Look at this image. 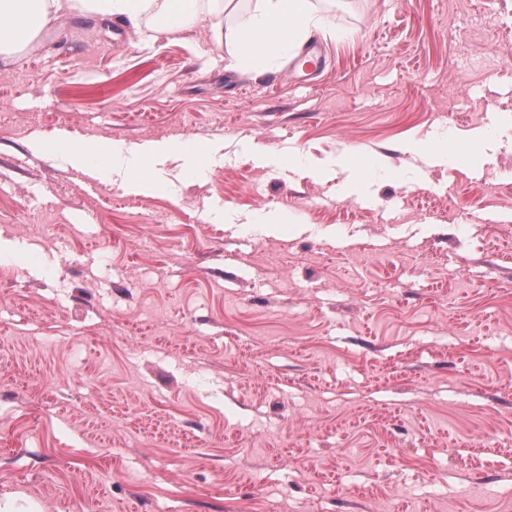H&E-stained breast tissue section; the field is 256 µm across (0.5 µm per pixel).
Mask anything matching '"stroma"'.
Wrapping results in <instances>:
<instances>
[{"label":"stroma","instance_id":"35a3bbf8","mask_svg":"<svg viewBox=\"0 0 512 512\" xmlns=\"http://www.w3.org/2000/svg\"><path fill=\"white\" fill-rule=\"evenodd\" d=\"M312 3L310 77L255 0L0 60L15 512H512V0ZM324 23L311 0H256L254 9L240 18L233 64L251 65L268 53L288 57Z\"/></svg>","mask_w":512,"mask_h":512}]
</instances>
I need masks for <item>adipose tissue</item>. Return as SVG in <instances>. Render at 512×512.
I'll use <instances>...</instances> for the list:
<instances>
[{
	"label": "adipose tissue",
	"instance_id": "adipose-tissue-1",
	"mask_svg": "<svg viewBox=\"0 0 512 512\" xmlns=\"http://www.w3.org/2000/svg\"><path fill=\"white\" fill-rule=\"evenodd\" d=\"M162 15L165 32L174 36L193 25L215 26L216 15L197 8L196 0H0V58L43 32L61 11L89 13L102 19L118 17L137 23L146 9ZM325 20L311 0H256L239 21L233 63L249 65L273 53L292 55L298 44Z\"/></svg>",
	"mask_w": 512,
	"mask_h": 512
}]
</instances>
